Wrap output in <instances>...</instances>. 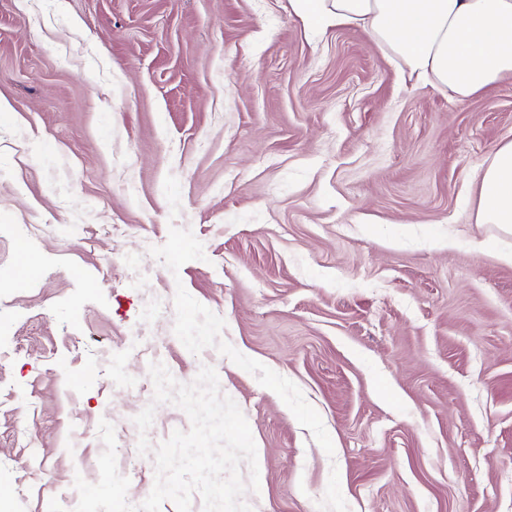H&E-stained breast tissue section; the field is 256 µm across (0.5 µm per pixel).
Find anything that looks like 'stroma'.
<instances>
[{"instance_id": "1", "label": "stroma", "mask_w": 512, "mask_h": 512, "mask_svg": "<svg viewBox=\"0 0 512 512\" xmlns=\"http://www.w3.org/2000/svg\"><path fill=\"white\" fill-rule=\"evenodd\" d=\"M0 503L74 512L114 427L127 499L213 367L252 512H512V236L475 168L512 78L410 89L288 0H0ZM126 235L113 241L109 227Z\"/></svg>"}]
</instances>
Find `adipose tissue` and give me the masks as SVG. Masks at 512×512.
Listing matches in <instances>:
<instances>
[{"label": "adipose tissue", "instance_id": "obj_1", "mask_svg": "<svg viewBox=\"0 0 512 512\" xmlns=\"http://www.w3.org/2000/svg\"><path fill=\"white\" fill-rule=\"evenodd\" d=\"M308 28L361 27L411 87L463 102L512 76V0H289ZM477 221L512 235V141L474 175Z\"/></svg>", "mask_w": 512, "mask_h": 512}]
</instances>
